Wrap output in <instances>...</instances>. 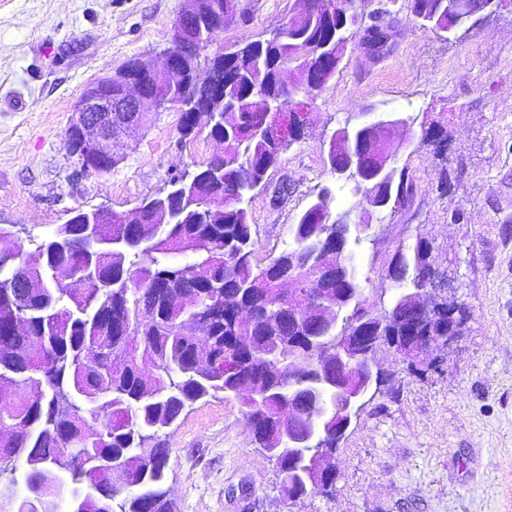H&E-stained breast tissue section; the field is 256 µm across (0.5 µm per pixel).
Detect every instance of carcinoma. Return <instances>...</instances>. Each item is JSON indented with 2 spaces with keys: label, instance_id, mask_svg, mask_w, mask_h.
<instances>
[{
  "label": "carcinoma",
  "instance_id": "carcinoma-1",
  "mask_svg": "<svg viewBox=\"0 0 512 512\" xmlns=\"http://www.w3.org/2000/svg\"><path fill=\"white\" fill-rule=\"evenodd\" d=\"M233 0H199L198 27L189 39L213 42L223 31L224 7ZM421 26L442 35L455 0H407ZM344 35L336 12L309 14L284 22L280 32L244 45L223 48L212 70L237 67L241 74L222 103L214 105L207 135L222 139L224 176L208 181L187 201L172 200L185 213L172 224L140 220L142 234L128 239L122 224H60L34 248L23 250L0 240V314L18 310L23 329L8 338L0 334V381L13 387L0 400V473L7 464L27 467V488L61 478L84 486L90 477L104 479L97 497L100 508L89 512H174L168 498L166 465L169 449L161 433L183 411L219 394L240 400L245 424L267 420L288 406L293 393L318 392L326 417L335 416L336 388L314 369L290 379L288 337L295 336L298 357L316 361L336 336L352 326L356 309L349 301L339 322L319 323L326 306H336V290L321 292L307 304V319L288 312L277 280L298 286L313 280L329 253L354 260L362 239L336 223L329 199L313 201L290 225L291 245L264 263L257 261L248 203L261 191L284 153L305 139L295 133L281 142L266 135L271 115L253 110L256 95L275 100L300 86L301 72L316 64L318 48ZM350 139L326 144L327 166L340 161L358 143V128L345 127ZM382 137L366 138L362 148L376 150ZM341 177L354 183L360 203L380 190L387 209L409 206L416 185L405 169L372 182L350 168ZM390 263L410 274L396 284L388 307L360 331L386 336L400 325L415 290L430 313L418 318L416 335L448 323L442 300L428 290L439 271L429 238L416 236L400 244ZM70 267L77 279L64 283L54 272ZM32 278L41 288H27ZM169 282L167 294L155 283ZM212 318L198 333L188 328L203 313ZM257 447L274 461L282 495L300 499L324 493L336 475L288 488V471L304 468V459L319 449L336 447V422L321 433L320 448L295 460L288 457V423L275 421Z\"/></svg>",
  "mask_w": 512,
  "mask_h": 512
}]
</instances>
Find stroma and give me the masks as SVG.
Listing matches in <instances>:
<instances>
[{
	"label": "stroma",
	"instance_id": "1",
	"mask_svg": "<svg viewBox=\"0 0 512 512\" xmlns=\"http://www.w3.org/2000/svg\"><path fill=\"white\" fill-rule=\"evenodd\" d=\"M249 24L229 23L216 46L241 44L286 21L298 0H248ZM183 0H0V225L43 238L72 209L124 212L171 176L205 164L221 147L200 134L179 139L180 115L156 112L116 147L110 172L81 175L64 143L85 86L127 59L155 56ZM385 54L346 52L313 101L305 140L248 207L258 261L278 254L288 228L321 192L340 211L356 203L331 174L323 144L336 128L383 115L411 119V142L394 164L418 188L411 209L375 214L357 249L364 296L388 298L382 268L399 242L428 236L469 318L437 369L415 377L380 351L388 390L354 421L334 459L333 496L292 501L276 488L273 462L255 447L236 399L208 397L162 438L176 512H512V10L480 19L454 40L423 29L406 0H390ZM448 129L439 157L427 125ZM452 194L436 186L443 173ZM288 181L284 199L271 189ZM464 213L461 223L449 220Z\"/></svg>",
	"mask_w": 512,
	"mask_h": 512
}]
</instances>
